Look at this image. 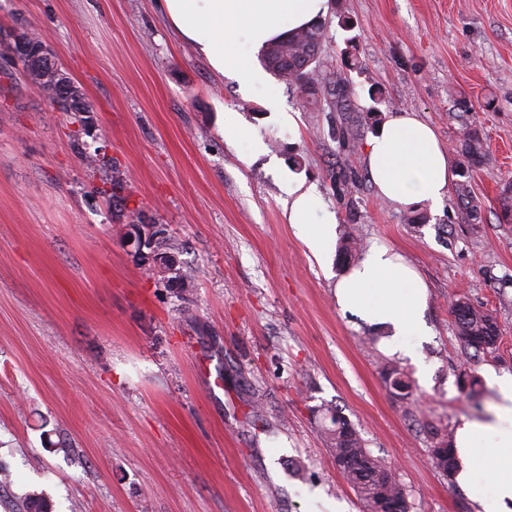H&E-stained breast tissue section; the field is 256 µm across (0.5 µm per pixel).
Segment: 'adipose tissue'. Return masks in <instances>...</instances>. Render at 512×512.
I'll list each match as a JSON object with an SVG mask.
<instances>
[{
	"instance_id": "adipose-tissue-1",
	"label": "adipose tissue",
	"mask_w": 512,
	"mask_h": 512,
	"mask_svg": "<svg viewBox=\"0 0 512 512\" xmlns=\"http://www.w3.org/2000/svg\"><path fill=\"white\" fill-rule=\"evenodd\" d=\"M181 41L191 44L217 74L248 84L258 99L275 104L277 90L252 61L268 44L324 21L331 0H159ZM364 163L378 194L399 207L440 203L456 178L434 129L416 113L397 112L369 140ZM283 216L295 237L318 260L331 259L338 226L317 216L314 188L288 182ZM336 305L379 332L388 354L414 357L429 336L428 286L416 268L384 245H372L335 285ZM496 398L481 419L460 418L452 441L457 482L477 512H512V373L490 369Z\"/></svg>"
}]
</instances>
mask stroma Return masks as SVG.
<instances>
[{"instance_id": "obj_1", "label": "stroma", "mask_w": 512, "mask_h": 512, "mask_svg": "<svg viewBox=\"0 0 512 512\" xmlns=\"http://www.w3.org/2000/svg\"><path fill=\"white\" fill-rule=\"evenodd\" d=\"M333 2L322 57L351 84L349 112L308 111L280 81L268 106L212 73L154 0H0V32L35 29L95 107L81 131L25 77L0 84V465L12 474L0 497L40 494L51 512H362L319 436L332 404L394 469L410 512H476L431 450L486 412L471 377L512 373V223L497 205L512 183V0ZM374 88L383 116L416 113L448 152L464 126L479 130V219L449 195L415 222L377 195L364 164ZM225 112L267 154L242 165L219 132ZM81 147L111 157L115 203ZM289 177L340 234L403 253L427 281L428 383L337 308L346 267L320 265L294 236ZM134 208L197 267L189 296L129 244ZM459 298L500 328L475 362L456 337Z\"/></svg>"}]
</instances>
